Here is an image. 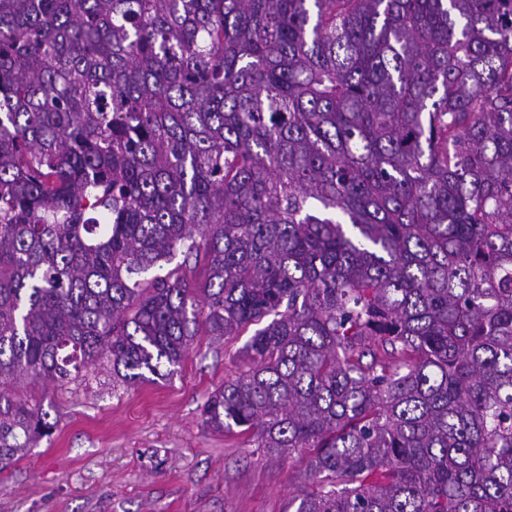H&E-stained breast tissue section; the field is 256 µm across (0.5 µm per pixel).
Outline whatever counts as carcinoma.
<instances>
[{"mask_svg": "<svg viewBox=\"0 0 512 512\" xmlns=\"http://www.w3.org/2000/svg\"><path fill=\"white\" fill-rule=\"evenodd\" d=\"M251 326L288 508L512 512V0H0V464Z\"/></svg>", "mask_w": 512, "mask_h": 512, "instance_id": "cac0c4a2", "label": "carcinoma"}]
</instances>
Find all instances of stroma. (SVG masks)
<instances>
[{
    "label": "stroma",
    "instance_id": "35a3bbf8",
    "mask_svg": "<svg viewBox=\"0 0 512 512\" xmlns=\"http://www.w3.org/2000/svg\"><path fill=\"white\" fill-rule=\"evenodd\" d=\"M248 340L198 333L172 373L133 386L105 361L62 388L19 381L55 428L0 470V512H288L307 455H265L202 414L250 367Z\"/></svg>",
    "mask_w": 512,
    "mask_h": 512
}]
</instances>
